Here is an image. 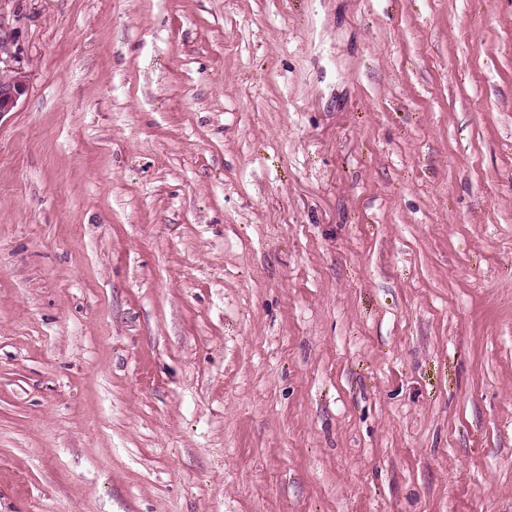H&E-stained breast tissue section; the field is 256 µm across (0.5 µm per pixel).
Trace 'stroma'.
I'll use <instances>...</instances> for the list:
<instances>
[{
    "label": "stroma",
    "mask_w": 512,
    "mask_h": 512,
    "mask_svg": "<svg viewBox=\"0 0 512 512\" xmlns=\"http://www.w3.org/2000/svg\"><path fill=\"white\" fill-rule=\"evenodd\" d=\"M0 14V512H512V0ZM27 88V75L23 71L0 69V116L17 107Z\"/></svg>",
    "instance_id": "1"
}]
</instances>
